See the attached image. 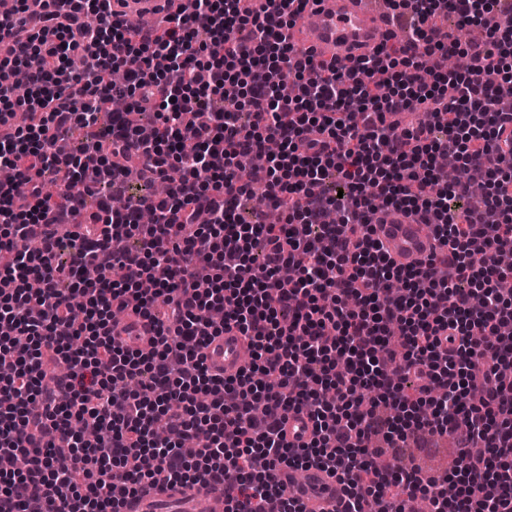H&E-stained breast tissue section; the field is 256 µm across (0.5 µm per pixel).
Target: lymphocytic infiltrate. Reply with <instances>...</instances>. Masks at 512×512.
Returning <instances> with one entry per match:
<instances>
[{"label":"lymphocytic infiltrate","instance_id":"1","mask_svg":"<svg viewBox=\"0 0 512 512\" xmlns=\"http://www.w3.org/2000/svg\"><path fill=\"white\" fill-rule=\"evenodd\" d=\"M16 2L0 15V512H121L199 481L223 484L225 512H304L275 479L288 466L336 474L341 512H512V12L403 0L413 52L346 69L291 44L302 0H188L145 35L110 0H44L37 31ZM450 11L484 42L436 40ZM458 54L465 70L418 78ZM116 96L126 111L104 113ZM417 110L412 128L385 120ZM445 154L482 171L473 205ZM133 167L168 191L114 209ZM394 204L433 226L427 267H396L375 238L367 210ZM129 311L150 349L116 340ZM230 325L251 359L227 380L203 350ZM300 408L314 432L292 448ZM428 434L458 439L447 482L398 463ZM312 424L304 411H292L285 423V442L293 447L309 443L312 438Z\"/></svg>","mask_w":512,"mask_h":512}]
</instances>
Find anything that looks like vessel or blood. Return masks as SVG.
<instances>
[{"label": "vessel or blood", "mask_w": 512, "mask_h": 512, "mask_svg": "<svg viewBox=\"0 0 512 512\" xmlns=\"http://www.w3.org/2000/svg\"><path fill=\"white\" fill-rule=\"evenodd\" d=\"M184 0H111L113 13L123 19L152 20L177 14ZM291 41L304 54L321 64L353 66L365 55H381L390 42L385 10L375 0H304L291 30ZM370 222L384 252L396 266L419 267L436 244L428 225L407 211L379 207L370 212ZM248 342L234 329L213 337L204 350L209 370L224 378L237 376L245 365ZM285 441L299 447L309 443L312 424L305 412L292 411L285 423ZM278 481L303 503L305 512H340L341 486L332 473L311 467L304 472L283 468ZM172 498L186 501L189 512L207 505L209 512H224V494L210 483L173 489L158 485L140 498L126 499L123 512H156V503Z\"/></svg>", "instance_id": "obj_1"}]
</instances>
